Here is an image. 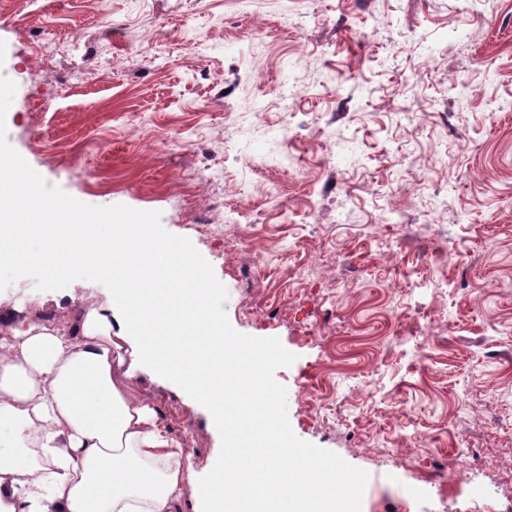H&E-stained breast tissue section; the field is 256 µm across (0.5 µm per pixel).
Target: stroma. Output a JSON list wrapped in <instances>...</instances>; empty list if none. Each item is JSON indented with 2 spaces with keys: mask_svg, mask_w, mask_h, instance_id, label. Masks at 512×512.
<instances>
[{
  "mask_svg": "<svg viewBox=\"0 0 512 512\" xmlns=\"http://www.w3.org/2000/svg\"><path fill=\"white\" fill-rule=\"evenodd\" d=\"M1 153L52 206L192 246L354 512H512V0H12ZM111 288L34 266L0 310L60 326ZM141 380L207 475V408Z\"/></svg>",
  "mask_w": 512,
  "mask_h": 512,
  "instance_id": "stroma-1",
  "label": "stroma"
}]
</instances>
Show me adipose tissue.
<instances>
[{"label":"adipose tissue","mask_w":512,"mask_h":512,"mask_svg":"<svg viewBox=\"0 0 512 512\" xmlns=\"http://www.w3.org/2000/svg\"><path fill=\"white\" fill-rule=\"evenodd\" d=\"M0 169L13 199L0 272L37 265L56 279L112 283L105 300L72 307L61 329L21 308L0 313V512H345L330 488L334 465L267 432L272 414L252 399L277 353L225 336L216 286L188 243L147 224L63 215L14 157L0 155ZM139 367L203 402L244 445L235 471L218 462L194 482Z\"/></svg>","instance_id":"adipose-tissue-1"}]
</instances>
